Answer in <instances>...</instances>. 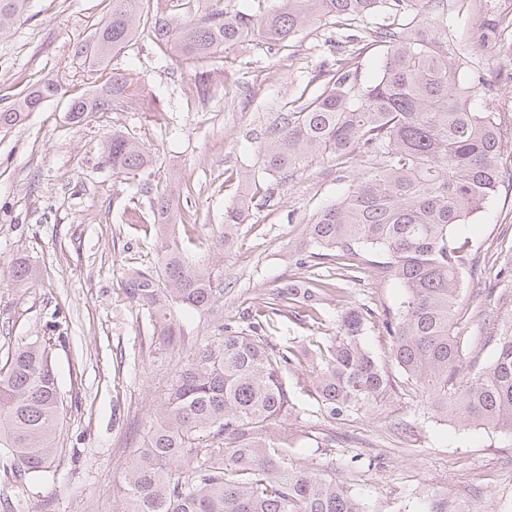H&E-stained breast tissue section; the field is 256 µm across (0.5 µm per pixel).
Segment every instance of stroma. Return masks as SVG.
<instances>
[{
    "label": "stroma",
    "instance_id": "obj_1",
    "mask_svg": "<svg viewBox=\"0 0 512 512\" xmlns=\"http://www.w3.org/2000/svg\"><path fill=\"white\" fill-rule=\"evenodd\" d=\"M106 4L31 0L25 17L0 34V107L48 75L69 91L87 89L96 66L76 64L72 54L104 19ZM329 35L324 20L287 46L258 40L195 63L160 56L142 37L110 63L137 79L138 99L74 125L63 96L22 126L0 129V366L20 339L51 338L64 404L54 464L22 480L0 470V498L8 500L0 512H127L125 476L188 350L217 340L219 325L245 327L279 288L306 276L299 260L307 224L368 176L369 157L341 167L306 161L252 209L234 248L217 254L211 243L224 230L225 206L263 193L270 182L260 172L261 129L320 67L346 53ZM448 46L465 62L474 106L498 117L505 175L464 229L474 264L454 328L464 341L462 386L492 360L495 338L512 330V13L502 0H448ZM198 82L200 97L191 92ZM116 130L136 133L155 157L146 173L119 174L104 162L102 144ZM174 177L176 232L191 261L216 265L224 297L213 316L178 311L183 336L169 348L147 310L125 293L128 275L154 266L156 254L153 227L126 223L123 208L134 196L148 209ZM20 261L31 270L21 288L13 281ZM347 293L327 294L317 318L289 314L267 329L270 344L294 346L301 359L288 373L299 391L285 423L291 434L328 426L308 396L315 384L310 350L335 336L348 301L371 309L365 344L390 360L382 321L398 307L401 288L365 278L348 283ZM421 403V395L401 392L379 410L336 422L334 448L293 453L347 484L366 512H430L443 500L469 512L512 506V437L424 416Z\"/></svg>",
    "mask_w": 512,
    "mask_h": 512
}]
</instances>
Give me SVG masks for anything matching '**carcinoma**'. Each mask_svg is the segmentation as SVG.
Segmentation results:
<instances>
[{
  "label": "carcinoma",
  "mask_w": 512,
  "mask_h": 512,
  "mask_svg": "<svg viewBox=\"0 0 512 512\" xmlns=\"http://www.w3.org/2000/svg\"><path fill=\"white\" fill-rule=\"evenodd\" d=\"M109 2L104 21L74 52L99 66L93 89L70 98L67 117L74 125L135 98L134 77L110 71L109 64L141 28L164 54L195 60L256 36L283 45L332 19L347 54L316 75L317 93L289 101L261 130V169L285 181L310 157L343 165L359 154L375 159V167L346 197L316 213L306 228L313 251L301 261L308 275L276 298L316 316L321 298L337 289L325 274L331 265L352 280L372 268L394 281L402 301L383 327L401 379L365 347L370 309L354 304L333 340L316 351L311 397L334 422L414 388L433 418L450 415L461 425L512 434V335L498 339L492 361L469 385L454 384L463 352L454 335L455 309L470 265L469 241L458 228L498 190L503 144L495 113L473 106L464 62L448 48V0H279L260 15L231 14L224 0H214L217 7L183 22L149 0ZM29 3L0 0V34L24 17ZM370 47L381 57L372 82L363 84L355 60ZM63 94L59 80L43 81L0 108V128L22 125ZM103 156L112 170L134 176L153 163L129 131L112 132ZM177 203L174 186L150 201L156 264L133 271L125 284L168 347L182 335L174 311L209 314L224 297L215 266L190 263L171 232ZM245 217L241 206L225 208L214 250L233 247ZM266 322L261 308L244 328L221 327L224 336L180 366L125 477L128 512H365L347 485L292 459L296 438L279 426L295 411L296 390L285 373L299 358L292 347L268 342ZM49 350L50 340L26 338L0 368V447L7 449L0 467L21 477L46 471L57 451L62 400Z\"/></svg>",
  "instance_id": "carcinoma-1"
}]
</instances>
